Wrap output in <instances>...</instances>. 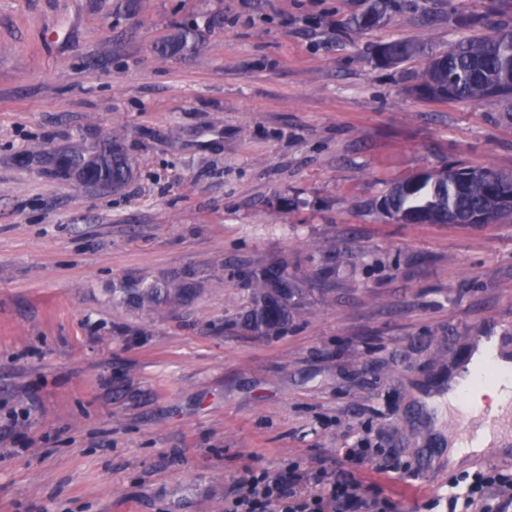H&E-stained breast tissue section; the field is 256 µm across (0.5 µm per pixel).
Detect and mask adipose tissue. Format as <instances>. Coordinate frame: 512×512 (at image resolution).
<instances>
[{
    "instance_id": "adipose-tissue-1",
    "label": "adipose tissue",
    "mask_w": 512,
    "mask_h": 512,
    "mask_svg": "<svg viewBox=\"0 0 512 512\" xmlns=\"http://www.w3.org/2000/svg\"><path fill=\"white\" fill-rule=\"evenodd\" d=\"M494 361L503 374L502 379L494 384H489L473 390L468 400L474 407L475 415L490 414V421L484 422L478 431L476 442L468 452H461L456 447L448 449L449 465H459L466 454H479L488 445L495 444L507 447L512 439L501 432L499 427L493 426L492 418L500 416L508 407L512 406V348L502 342L500 337H493L491 346H478L474 349L464 368L448 385V394L444 397H434V404L455 403L459 389L467 384L472 375L476 373L487 361Z\"/></svg>"
}]
</instances>
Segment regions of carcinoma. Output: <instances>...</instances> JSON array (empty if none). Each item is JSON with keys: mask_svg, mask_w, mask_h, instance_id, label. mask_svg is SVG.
<instances>
[{"mask_svg": "<svg viewBox=\"0 0 512 512\" xmlns=\"http://www.w3.org/2000/svg\"><path fill=\"white\" fill-rule=\"evenodd\" d=\"M390 6V0H374L373 9L354 18L359 29L374 26ZM193 29L185 28L165 43L161 51L176 52L188 47ZM392 63L412 56L414 49L408 42L397 41L380 46ZM412 90L420 95L438 99L445 95L449 101L499 98L512 95V24L501 21L490 27L486 34L475 33L460 40L447 51L431 58L427 67L414 75ZM97 179L116 187L130 176L126 157L118 150L112 158L94 167ZM512 189V174L493 168H483L478 175L467 179L462 169L448 167V173L429 178L420 175L393 183L379 201L387 215L405 213L423 224H467L477 213L485 214L486 221L495 222L509 216L512 211L501 204V196ZM270 277L264 273L254 275L258 288L252 318L257 327L279 324L285 316L282 305L275 306L269 316L266 309L272 305L266 291Z\"/></svg>", "mask_w": 512, "mask_h": 512, "instance_id": "1", "label": "carcinoma"}]
</instances>
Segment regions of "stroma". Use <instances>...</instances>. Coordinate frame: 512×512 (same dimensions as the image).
<instances>
[{"label":"stroma","mask_w":512,"mask_h":512,"mask_svg":"<svg viewBox=\"0 0 512 512\" xmlns=\"http://www.w3.org/2000/svg\"><path fill=\"white\" fill-rule=\"evenodd\" d=\"M126 2L0 0V512H224L292 463L445 512L461 472H512L494 445L449 467L480 419L424 401L512 339V216L378 207L444 165L512 173V99L409 81L494 0H393L366 30L372 0ZM394 40L417 54L377 64ZM115 146L121 187L60 166ZM260 269L306 291L266 332Z\"/></svg>","instance_id":"1"}]
</instances>
